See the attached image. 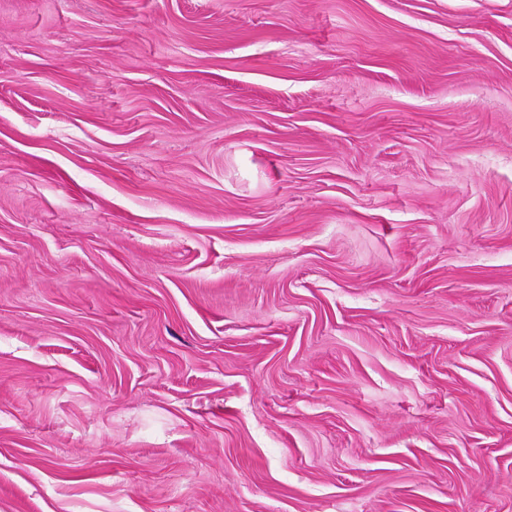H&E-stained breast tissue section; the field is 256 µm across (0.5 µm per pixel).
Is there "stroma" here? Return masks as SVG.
I'll list each match as a JSON object with an SVG mask.
<instances>
[{"label": "stroma", "mask_w": 512, "mask_h": 512, "mask_svg": "<svg viewBox=\"0 0 512 512\" xmlns=\"http://www.w3.org/2000/svg\"><path fill=\"white\" fill-rule=\"evenodd\" d=\"M0 512H512V0H0Z\"/></svg>", "instance_id": "1"}]
</instances>
